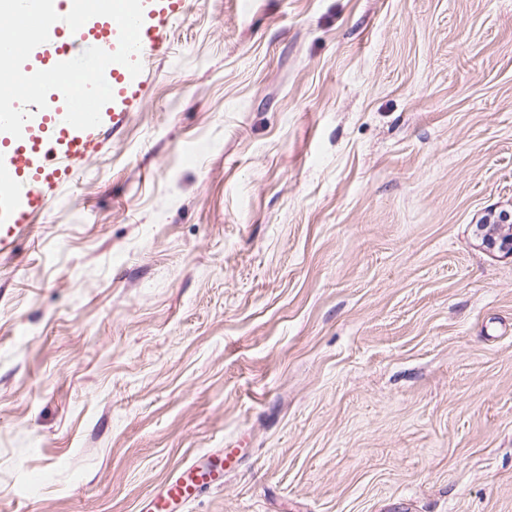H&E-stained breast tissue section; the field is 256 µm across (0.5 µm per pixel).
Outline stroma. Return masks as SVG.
Returning a JSON list of instances; mask_svg holds the SVG:
<instances>
[{
	"label": "stroma",
	"mask_w": 512,
	"mask_h": 512,
	"mask_svg": "<svg viewBox=\"0 0 512 512\" xmlns=\"http://www.w3.org/2000/svg\"><path fill=\"white\" fill-rule=\"evenodd\" d=\"M0 257V512H512V0H183ZM511 215L503 213L498 220L499 224H480L479 230L483 232V245L488 250L512 256V224ZM510 221V222H509ZM206 456L208 453L185 464L177 476L165 483L161 492L148 499L143 512H181L204 493L223 487L224 474L237 466V448H217L203 462Z\"/></svg>",
	"instance_id": "stroma-1"
}]
</instances>
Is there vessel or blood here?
<instances>
[{
	"label": "vessel or blood",
	"mask_w": 512,
	"mask_h": 512,
	"mask_svg": "<svg viewBox=\"0 0 512 512\" xmlns=\"http://www.w3.org/2000/svg\"><path fill=\"white\" fill-rule=\"evenodd\" d=\"M142 5L139 53L145 56L164 44L167 26L180 12L182 0H142ZM119 36L118 24L106 16L91 18L76 31L61 19L30 59L38 69L47 70L74 59L81 47L116 51ZM105 79L112 85V110L101 118L118 124L126 119L129 107L139 103L142 80L118 63L107 67ZM27 110L21 136L0 132V256L13 253L17 241L32 229L30 216L42 208L57 183L73 177L95 153L103 132L101 126L79 130L66 123L63 105L41 109L31 104ZM237 463L233 448L217 449L204 461L191 460L148 499L143 512H181L204 493L223 487L225 473Z\"/></svg>",
	"instance_id": "vessel-or-blood-1"
}]
</instances>
